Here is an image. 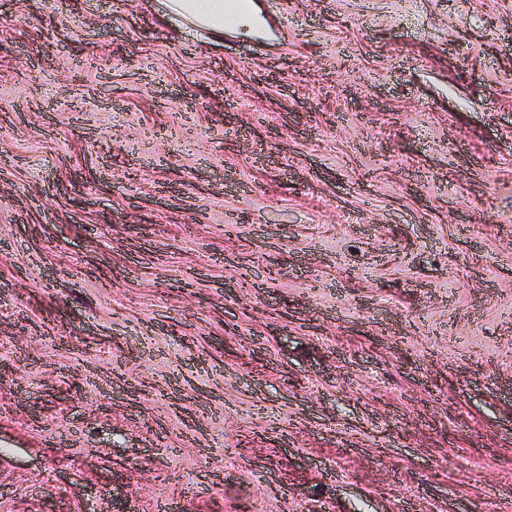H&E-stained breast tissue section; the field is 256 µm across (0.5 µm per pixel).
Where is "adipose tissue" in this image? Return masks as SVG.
<instances>
[{"instance_id":"ef3b65f1","label":"adipose tissue","mask_w":512,"mask_h":512,"mask_svg":"<svg viewBox=\"0 0 512 512\" xmlns=\"http://www.w3.org/2000/svg\"><path fill=\"white\" fill-rule=\"evenodd\" d=\"M166 9L183 24L218 37L228 26L250 29L262 23L256 0H166Z\"/></svg>"}]
</instances>
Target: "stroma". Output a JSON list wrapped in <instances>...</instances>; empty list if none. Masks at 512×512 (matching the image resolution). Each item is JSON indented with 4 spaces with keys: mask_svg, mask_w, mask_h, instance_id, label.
Masks as SVG:
<instances>
[{
    "mask_svg": "<svg viewBox=\"0 0 512 512\" xmlns=\"http://www.w3.org/2000/svg\"><path fill=\"white\" fill-rule=\"evenodd\" d=\"M0 0V512H512V0ZM165 3L167 13L178 17L184 25L207 30L221 38L227 26L248 29L264 26L255 0H167Z\"/></svg>",
    "mask_w": 512,
    "mask_h": 512,
    "instance_id": "1",
    "label": "stroma"
}]
</instances>
